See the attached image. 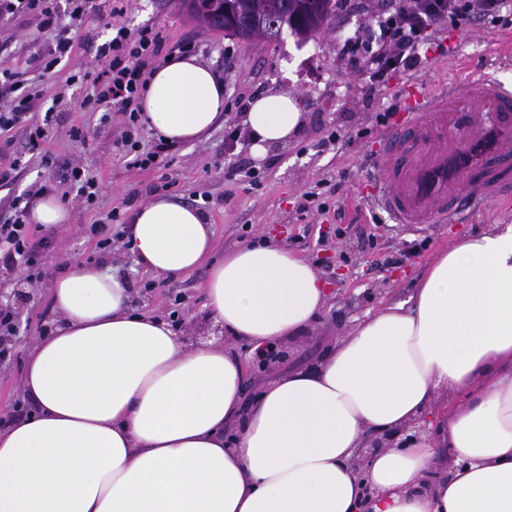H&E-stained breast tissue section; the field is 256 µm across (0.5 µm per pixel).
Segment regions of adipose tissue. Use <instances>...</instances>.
I'll use <instances>...</instances> for the list:
<instances>
[{"mask_svg": "<svg viewBox=\"0 0 512 512\" xmlns=\"http://www.w3.org/2000/svg\"><path fill=\"white\" fill-rule=\"evenodd\" d=\"M142 110L191 142L224 118V84L196 57L150 75ZM254 159L288 145V92L244 114ZM131 250L160 277L207 266V306L230 339L275 349L328 294L312 264L267 240L212 263L210 227L163 195L134 212ZM56 328L28 352V419L0 431V512H512V224L431 259L407 302L290 370L250 405L220 342L185 346L134 309L127 281L79 264L51 290ZM423 422L425 433L404 435ZM398 444L352 461L366 431Z\"/></svg>", "mask_w": 512, "mask_h": 512, "instance_id": "1", "label": "adipose tissue"}]
</instances>
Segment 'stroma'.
<instances>
[{
    "mask_svg": "<svg viewBox=\"0 0 512 512\" xmlns=\"http://www.w3.org/2000/svg\"><path fill=\"white\" fill-rule=\"evenodd\" d=\"M124 21L132 29L155 27L171 47L196 43L197 58L214 74L227 76L225 102L241 96L254 98L272 88L293 94L304 114L299 133L287 147L257 162L249 146L225 151L224 127L219 124L203 139L181 145L169 165L134 171L117 155L112 132L99 128L98 113L83 106L90 86L67 83L73 63L94 56L99 45L110 39L102 16L89 12L74 25L72 60L60 63L49 79L29 66V57L44 43V36L21 21H0V55L24 72L29 86H44L62 94L58 111L65 125H83L97 132L85 145L59 137L51 147L52 167L30 161L17 181L0 186V220L9 218L8 203L14 195L33 181L58 175L60 164L76 158L101 181L103 189L98 209L70 206L73 227L104 218L120 202L134 210L148 199L149 185L164 183L169 197L202 209L213 231L214 259H221L225 249L250 238L278 236L316 267L334 299L306 336L289 343L277 371L316 365L328 347L367 317L385 305L407 299L424 264L440 249L489 225L512 223V209L494 204L483 207L468 224H422L413 229L378 220L368 210L358 190L378 175L379 164L369 154L385 133L374 123L382 103L364 98L360 81L345 73L338 58L341 35L369 24L366 12L337 7L329 30L302 45L286 32L276 42L250 43L209 31L189 19L174 0H131ZM511 33L489 22L445 31L442 39L447 55L430 51L425 69L390 81L387 92L399 96L407 86L417 84L436 94L448 83L464 82L466 73L456 69L460 57L473 69L496 70L512 82V57L495 51ZM332 130L339 132V140L330 149H321V141ZM228 167L238 169V176L226 178ZM249 167L260 170L263 177L262 188L253 192L247 190L242 176L243 169ZM319 182L337 187L335 212L307 217L296 213L297 196ZM80 263H99L126 278L133 286L134 304L156 315L166 314L175 295L185 296L176 333L187 345L220 338V326L208 319L205 308L207 266L174 279H156L137 263L133 253L98 258L93 244L72 229L63 233L58 254L45 260L34 297L20 315L28 329L15 345L11 362L0 367L1 421L7 420L14 399L23 394L27 353L41 335L44 312L51 309V284ZM148 279L155 282L150 292L140 287L141 281Z\"/></svg>",
    "mask_w": 512,
    "mask_h": 512,
    "instance_id": "obj_1",
    "label": "stroma"
}]
</instances>
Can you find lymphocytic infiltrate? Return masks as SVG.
Here are the masks:
<instances>
[{
    "label": "lymphocytic infiltrate",
    "mask_w": 512,
    "mask_h": 512,
    "mask_svg": "<svg viewBox=\"0 0 512 512\" xmlns=\"http://www.w3.org/2000/svg\"><path fill=\"white\" fill-rule=\"evenodd\" d=\"M371 23L358 30L342 44V58L349 73L360 78L368 96L380 97L385 109L376 122L385 126L401 109L398 97L387 96V84L396 75L412 76L420 72L435 44L434 35L446 28H457L492 21L512 25V0H377ZM128 0H112L107 15L112 36L98 49L93 61L82 64L70 75L71 83H89L94 104L102 106V122L116 126V146L128 167L150 171L165 162L176 146L165 140L144 145L141 99L152 65L171 55L161 32L151 26L136 30L123 23ZM27 17L30 23L52 40L39 50L35 66L53 74L69 58L72 39L69 28L61 22L56 0H0V20ZM0 82L8 84V96H0V184L11 183L21 164L9 133L19 129L31 155L42 165L51 161L49 145L58 130L54 110H42L43 91L28 87L18 78L7 61L0 60ZM100 193L96 177L79 163L63 169L58 181H34L9 203L12 215L0 224V279L19 275L28 283L40 281L43 260L58 251L57 233L44 232L28 223L29 209L42 197L60 196L76 199L84 207L96 204ZM125 218L119 210L107 213L93 224L77 225L76 230L93 243L97 253L117 254L126 249L123 227Z\"/></svg>",
    "instance_id": "obj_1"
}]
</instances>
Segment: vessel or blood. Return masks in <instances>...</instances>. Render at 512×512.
I'll return each instance as SVG.
<instances>
[{
  "mask_svg": "<svg viewBox=\"0 0 512 512\" xmlns=\"http://www.w3.org/2000/svg\"><path fill=\"white\" fill-rule=\"evenodd\" d=\"M403 115L381 138L384 173L369 206L404 226L467 224L485 203L512 206V86L479 72L429 95L409 87Z\"/></svg>",
  "mask_w": 512,
  "mask_h": 512,
  "instance_id": "obj_1",
  "label": "vessel or blood"
}]
</instances>
